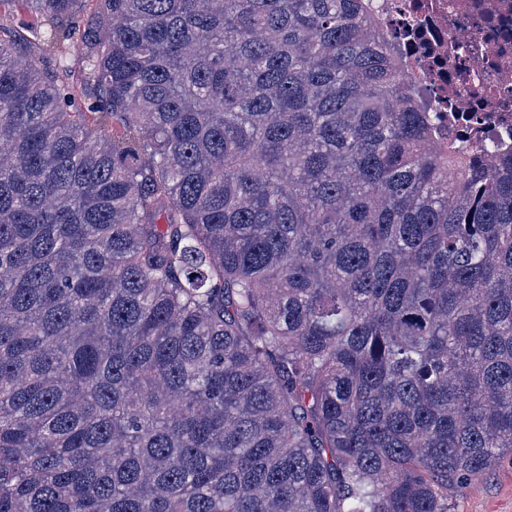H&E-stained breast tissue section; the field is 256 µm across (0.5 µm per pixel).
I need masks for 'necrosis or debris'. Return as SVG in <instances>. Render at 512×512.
<instances>
[{"label":"necrosis or debris","instance_id":"necrosis-or-debris-1","mask_svg":"<svg viewBox=\"0 0 512 512\" xmlns=\"http://www.w3.org/2000/svg\"><path fill=\"white\" fill-rule=\"evenodd\" d=\"M426 84L443 137L472 138L485 159L512 145V0H371Z\"/></svg>","mask_w":512,"mask_h":512}]
</instances>
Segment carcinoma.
<instances>
[{"instance_id":"carcinoma-1","label":"carcinoma","mask_w":512,"mask_h":512,"mask_svg":"<svg viewBox=\"0 0 512 512\" xmlns=\"http://www.w3.org/2000/svg\"><path fill=\"white\" fill-rule=\"evenodd\" d=\"M16 50L0 512H450L512 456V148L439 142L368 0H98L86 111Z\"/></svg>"}]
</instances>
